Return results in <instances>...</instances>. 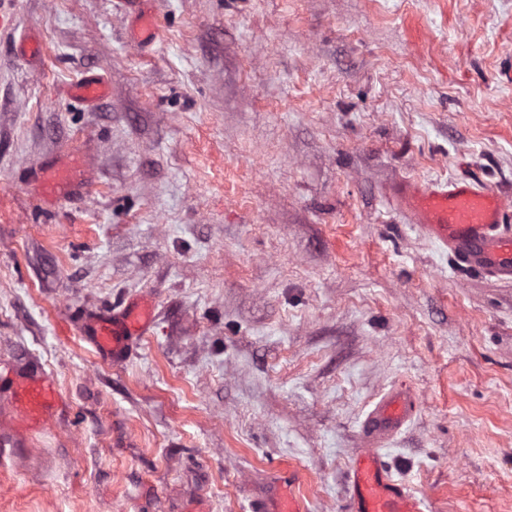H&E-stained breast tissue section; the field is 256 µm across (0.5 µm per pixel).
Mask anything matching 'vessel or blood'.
<instances>
[{"mask_svg":"<svg viewBox=\"0 0 512 512\" xmlns=\"http://www.w3.org/2000/svg\"><path fill=\"white\" fill-rule=\"evenodd\" d=\"M72 91L88 105L106 96L103 79L93 75L78 80ZM69 181V171L55 166L39 179L47 194L56 193ZM397 198L409 222L447 250L459 266L494 281L512 282V227L504 222L506 204L493 188L474 180L419 179L402 183ZM153 319L150 302H132L113 313L111 321L84 329L83 336L98 353L119 361ZM8 392L9 408L31 431L43 427L57 402L55 381L40 368L18 370ZM416 409L410 392L396 390L381 397L366 415L361 429L369 448L348 472L350 512H422V501L405 483L394 479L380 451L385 441L407 425ZM298 482L296 471L276 474L252 503L253 512H302L301 501L293 492Z\"/></svg>","mask_w":512,"mask_h":512,"instance_id":"obj_1","label":"vessel or blood"}]
</instances>
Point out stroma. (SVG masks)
<instances>
[{
  "label": "stroma",
  "mask_w": 512,
  "mask_h": 512,
  "mask_svg": "<svg viewBox=\"0 0 512 512\" xmlns=\"http://www.w3.org/2000/svg\"><path fill=\"white\" fill-rule=\"evenodd\" d=\"M147 5L140 48L112 0H0V383L33 360L62 399L0 446V512H249L288 468L307 512H346L398 385L396 477L430 512H512V284L390 195L477 179L512 223V0ZM60 165L74 186L42 196ZM139 298L123 361L84 341ZM72 91L75 98L88 105H95L106 97L105 83L99 76L82 77L73 85Z\"/></svg>",
  "instance_id": "stroma-1"
}]
</instances>
